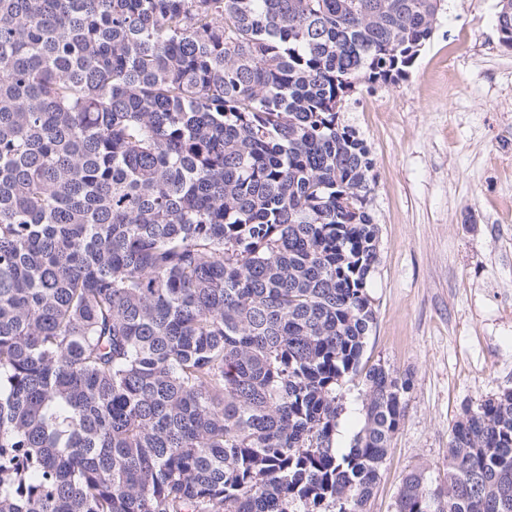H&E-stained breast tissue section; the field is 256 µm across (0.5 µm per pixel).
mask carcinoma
<instances>
[{
    "label": "carcinoma",
    "mask_w": 512,
    "mask_h": 512,
    "mask_svg": "<svg viewBox=\"0 0 512 512\" xmlns=\"http://www.w3.org/2000/svg\"><path fill=\"white\" fill-rule=\"evenodd\" d=\"M444 0H0V512H366L406 382L351 86ZM395 512H512V389Z\"/></svg>",
    "instance_id": "1"
}]
</instances>
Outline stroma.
<instances>
[{"label": "stroma", "instance_id": "stroma-1", "mask_svg": "<svg viewBox=\"0 0 512 512\" xmlns=\"http://www.w3.org/2000/svg\"><path fill=\"white\" fill-rule=\"evenodd\" d=\"M498 2L445 0L408 75L358 87L340 114L374 159L376 320L361 367L410 381L367 512H394L413 469L442 481L464 405L512 388V52ZM365 390L360 376L339 388V451L363 425Z\"/></svg>", "mask_w": 512, "mask_h": 512}]
</instances>
